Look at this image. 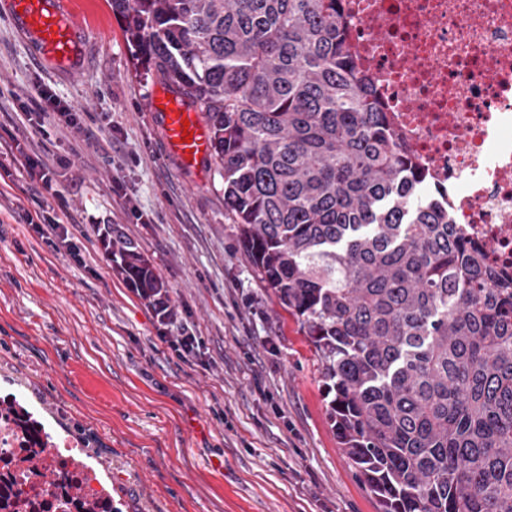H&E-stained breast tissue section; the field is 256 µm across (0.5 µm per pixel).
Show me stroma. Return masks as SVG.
I'll return each instance as SVG.
<instances>
[{
	"label": "stroma",
	"instance_id": "1",
	"mask_svg": "<svg viewBox=\"0 0 512 512\" xmlns=\"http://www.w3.org/2000/svg\"><path fill=\"white\" fill-rule=\"evenodd\" d=\"M76 6L89 53L74 77L40 65L0 6V396L73 443L112 512H379L328 419L317 350L227 216L221 171L178 170L119 19L106 0ZM41 86L79 107L83 141L18 111ZM18 144L52 164L66 240L41 237L55 201L12 162ZM108 226L152 261L171 332L200 339L190 361L114 274Z\"/></svg>",
	"mask_w": 512,
	"mask_h": 512
}]
</instances>
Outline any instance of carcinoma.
<instances>
[{"instance_id": "carcinoma-1", "label": "carcinoma", "mask_w": 512, "mask_h": 512, "mask_svg": "<svg viewBox=\"0 0 512 512\" xmlns=\"http://www.w3.org/2000/svg\"><path fill=\"white\" fill-rule=\"evenodd\" d=\"M135 60L197 105L252 266L320 354L342 448L381 512H512V281L358 69L340 0H107ZM112 270L164 287L119 233Z\"/></svg>"}]
</instances>
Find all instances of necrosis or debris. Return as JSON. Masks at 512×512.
Segmentation results:
<instances>
[{"label":"necrosis or debris","mask_w":512,"mask_h":512,"mask_svg":"<svg viewBox=\"0 0 512 512\" xmlns=\"http://www.w3.org/2000/svg\"><path fill=\"white\" fill-rule=\"evenodd\" d=\"M346 28L403 146L443 191L453 222L490 244L512 276V0H344ZM12 397H0V512H99L112 496L95 473ZM38 458L45 484L28 472Z\"/></svg>","instance_id":"4bbe7bcc"}]
</instances>
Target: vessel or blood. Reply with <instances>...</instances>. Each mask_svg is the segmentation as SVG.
Here are the masks:
<instances>
[{
  "instance_id": "1",
  "label": "vessel or blood",
  "mask_w": 512,
  "mask_h": 512,
  "mask_svg": "<svg viewBox=\"0 0 512 512\" xmlns=\"http://www.w3.org/2000/svg\"><path fill=\"white\" fill-rule=\"evenodd\" d=\"M19 36L41 64L51 70L80 74L86 61V38L78 26L73 0H5ZM150 110L160 127L168 155L180 170H198L211 151L209 132L197 109L182 95L157 84ZM191 142H183V133Z\"/></svg>"
}]
</instances>
